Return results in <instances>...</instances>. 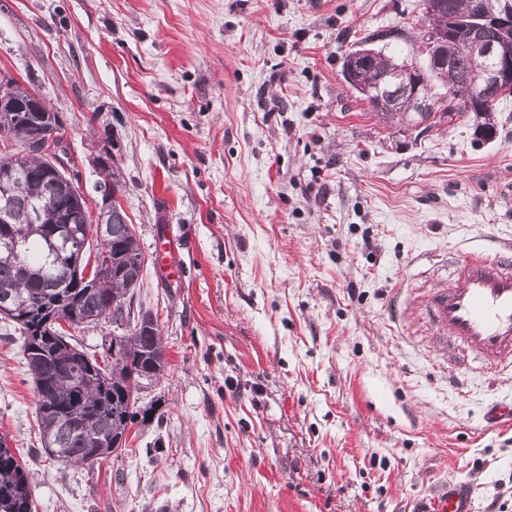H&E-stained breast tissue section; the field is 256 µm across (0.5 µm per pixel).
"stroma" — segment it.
Listing matches in <instances>:
<instances>
[{
  "label": "stroma",
  "instance_id": "1",
  "mask_svg": "<svg viewBox=\"0 0 512 512\" xmlns=\"http://www.w3.org/2000/svg\"><path fill=\"white\" fill-rule=\"evenodd\" d=\"M423 0H0V72L108 176L168 364L111 471L35 452L22 340L0 319V434L38 512H415L448 483L512 512V361L481 368L422 302L457 258H512V97L476 124H386L342 76L363 40L426 65ZM110 152L109 169L90 157ZM184 273L155 270L157 239Z\"/></svg>",
  "mask_w": 512,
  "mask_h": 512
}]
</instances>
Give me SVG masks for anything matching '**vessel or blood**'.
Returning a JSON list of instances; mask_svg holds the SVG:
<instances>
[{
    "instance_id": "obj_1",
    "label": "vessel or blood",
    "mask_w": 512,
    "mask_h": 512,
    "mask_svg": "<svg viewBox=\"0 0 512 512\" xmlns=\"http://www.w3.org/2000/svg\"><path fill=\"white\" fill-rule=\"evenodd\" d=\"M156 267L168 280L178 279L179 241L159 240ZM425 308L440 331L466 346L487 368L512 357V264L482 253L458 262L447 288L429 294ZM433 512H468L460 486L437 491Z\"/></svg>"
}]
</instances>
